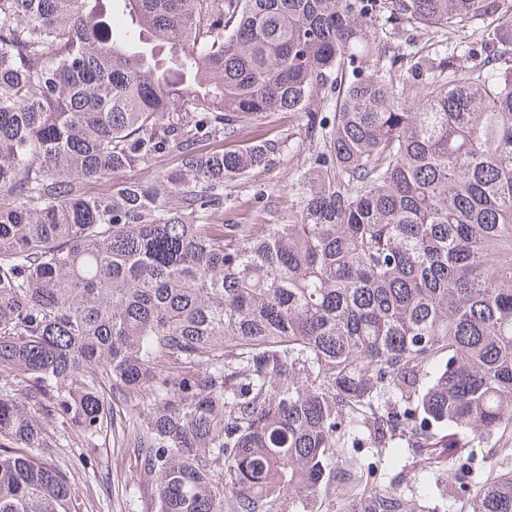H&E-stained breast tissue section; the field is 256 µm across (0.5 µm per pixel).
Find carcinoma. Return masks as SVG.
<instances>
[{
  "mask_svg": "<svg viewBox=\"0 0 512 512\" xmlns=\"http://www.w3.org/2000/svg\"><path fill=\"white\" fill-rule=\"evenodd\" d=\"M377 15L488 52L403 69ZM277 112L306 127L288 216L226 224L279 142L209 147ZM35 407L137 453L157 512H307L363 427L511 430L512 0H0V512H78ZM470 508L512 512V470Z\"/></svg>",
  "mask_w": 512,
  "mask_h": 512,
  "instance_id": "obj_1",
  "label": "carcinoma"
}]
</instances>
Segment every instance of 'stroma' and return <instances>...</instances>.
<instances>
[{"label":"stroma","instance_id":"stroma-1","mask_svg":"<svg viewBox=\"0 0 512 512\" xmlns=\"http://www.w3.org/2000/svg\"><path fill=\"white\" fill-rule=\"evenodd\" d=\"M370 26L387 55L398 57L412 52L438 54L448 48L462 52L482 39V26L478 23L450 35L409 33L380 16L373 18ZM268 131L271 138L280 142L273 164L253 171L224 191L225 212L239 224L275 223L288 210L289 177L305 165L298 145L306 130L297 115L277 113ZM260 187L267 189V197L257 196ZM35 418L50 442L42 459L67 473L79 496L81 512H155V480L141 470L126 449L113 447L102 438L81 443L77 434L53 414L40 410ZM349 444L356 462L378 465L384 485L403 495L410 512H470L472 496L486 477L512 469V456L507 453L512 437L507 435L496 441L470 440L459 459L431 454L405 436L393 438L383 448L375 447L364 434L355 435ZM461 467L467 472L468 490L464 493L451 485L454 473ZM357 499L355 483L336 478L311 498L309 512H348L356 506Z\"/></svg>","mask_w":512,"mask_h":512}]
</instances>
